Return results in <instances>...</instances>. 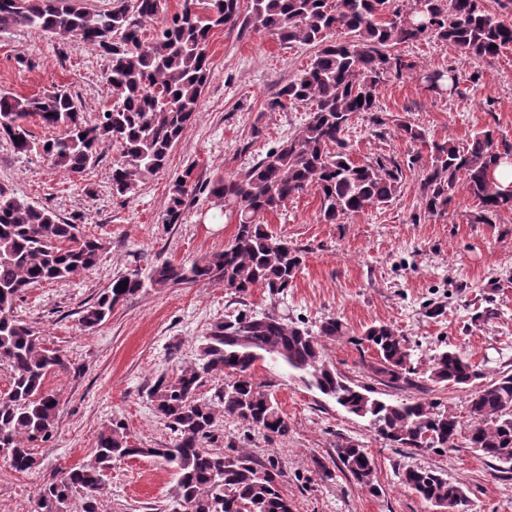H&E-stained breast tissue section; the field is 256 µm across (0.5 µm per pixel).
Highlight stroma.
<instances>
[{"mask_svg":"<svg viewBox=\"0 0 512 512\" xmlns=\"http://www.w3.org/2000/svg\"><path fill=\"white\" fill-rule=\"evenodd\" d=\"M400 51L422 67L453 69L457 88L441 96L407 74L379 89L385 126L353 118L345 135L353 160L391 158L405 166L401 188L389 203L328 224L318 196L308 191L268 215L269 232L304 255L278 305L260 288L239 298L220 283L183 284L130 296L95 329L80 321L82 310L113 277L155 260L180 263L223 249L235 227L207 195L187 200L178 221H167L171 184L189 167L203 181L240 172L297 132L307 118L304 108L273 112L268 103L306 67L313 46L285 44L252 30H215L207 48L210 76L193 119L166 167L124 197L113 195L108 177L120 158L111 142L101 144L97 167L72 177L53 169L42 154H16L0 139V186L63 219L81 218V232L105 244L92 271L28 289L17 302L20 318L46 347L66 355L68 368L46 380L59 414L52 437L34 449L37 467L17 473L0 462V512H33L42 484L57 468L89 462L98 433L112 420L123 421L143 445L171 443L174 435L157 416L150 387L158 375L172 377L193 365L211 326L241 311H274L311 326L328 316L340 318L349 333L325 341L327 361L384 401L403 394L363 370L374 353L352 341L372 324H391L408 339L418 371L450 345L486 377L512 373V211L481 222L474 201L461 192L447 216L423 215L419 171L406 166L421 146L403 139L397 128L406 121L423 129L428 140L459 143L490 129L498 142L512 144V47L483 61L431 40ZM108 65L106 56L71 37L23 27L0 32V90L19 97L62 89L81 102L87 116H96L112 102L102 78ZM253 376L287 417L288 437L270 438L222 416L218 443L260 461L277 457L294 512H436L401 480L405 468L414 466L459 484L471 512H512V473L498 472L474 449L395 448L371 432L366 420L306 388L282 367L260 362ZM348 441L373 458L379 495L341 473L322 480L320 464L329 463L337 445ZM104 480L97 512H167L173 501L174 475L151 457L118 464Z\"/></svg>","mask_w":512,"mask_h":512,"instance_id":"obj_1","label":"stroma"}]
</instances>
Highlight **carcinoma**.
Segmentation results:
<instances>
[{
  "mask_svg": "<svg viewBox=\"0 0 512 512\" xmlns=\"http://www.w3.org/2000/svg\"><path fill=\"white\" fill-rule=\"evenodd\" d=\"M482 2L409 0L401 6L396 0H183L178 12L163 18L166 0H112L110 7L94 12L80 0H0V31L21 25L37 34L72 36L107 55L104 80L113 91L112 105L93 121L85 118L78 99L62 89L27 98L1 92L0 138L9 140L18 154L40 149L53 168L72 175L97 166L100 144L110 141L121 153L109 172L117 196L135 191L166 166L207 84V47L214 29H252L283 43L317 47L307 67L291 76L268 104L272 111L308 107L296 134L241 173L203 185L188 168L171 186V222L198 194L224 208L225 220L236 225L224 249L178 264L156 262L145 273L134 269L112 278L82 311L84 327L102 325L116 305L146 288L218 281L240 296L256 288L274 298L284 295L304 262L303 252L270 234L266 215L311 190L319 197L323 220L337 224L396 196L403 176L399 162L351 159L345 140L351 119L365 115L373 125H385L378 90L410 72L438 93L454 88L452 71H427L397 51L399 45L430 39L477 59H492L512 46V25L489 14ZM157 18L158 25L146 30V23ZM30 117L62 133L38 143L26 128ZM399 130L409 142L427 146L428 155L410 159L421 169L423 213L447 215L462 187L485 216L512 210V186L502 188L493 178L500 161L512 156V145L495 143L490 130L461 145L451 139L428 142L425 132L410 123L400 124ZM104 250L102 239L80 235L74 221L0 185V368L11 374L8 392L0 395V459L18 473L37 466L33 448L52 436L59 401L46 389V379L67 369L68 359L44 347L33 328L15 315L16 301L37 285L92 270ZM125 280L128 286L122 289ZM346 334L336 317L324 319L316 331L273 312L240 311L215 323L199 345L198 362L172 377L161 374L150 389L158 417L175 433L174 441L143 448L123 422H111L99 433L90 462L59 470L39 489L36 512H70L77 498L83 512H95L105 471L140 457L158 458L174 469L173 499L180 512H293L280 488L278 459L259 462L210 447L220 413L268 437L290 433L274 397L253 380L256 363L266 359L367 420L375 435L397 448L446 452L464 441L496 462L498 471L512 473V374H502L471 394L464 423L439 410L427 395L439 384L463 386L480 378L466 357L446 349L420 376L406 337L390 324L368 327L354 342L376 352L369 369L377 381L412 392L387 402L326 360L322 340ZM217 376L224 377V384L210 398L200 397L199 389ZM374 469L369 453L353 442L337 446L333 467L320 466L326 480L338 470L377 494ZM402 482L433 505L452 502L457 512H470L461 486L431 468H408Z\"/></svg>",
  "mask_w": 512,
  "mask_h": 512,
  "instance_id": "cac0c4a2",
  "label": "carcinoma"
}]
</instances>
